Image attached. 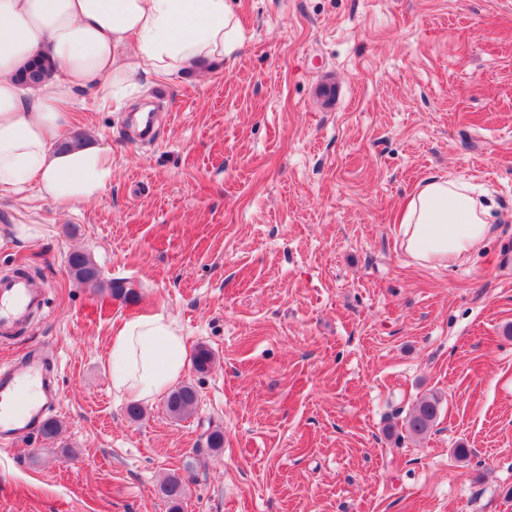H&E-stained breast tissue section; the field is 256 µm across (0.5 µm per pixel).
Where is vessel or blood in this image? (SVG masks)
Returning a JSON list of instances; mask_svg holds the SVG:
<instances>
[{
  "label": "vessel or blood",
  "instance_id": "b4317fda",
  "mask_svg": "<svg viewBox=\"0 0 512 512\" xmlns=\"http://www.w3.org/2000/svg\"><path fill=\"white\" fill-rule=\"evenodd\" d=\"M40 294L24 280L0 281V327L7 329L19 322ZM39 381L41 396L30 402L26 396L27 385ZM11 393L12 400L0 407V437L30 434L43 424L49 404L60 395V389L49 369L45 357L34 353L27 357L21 371L7 370L0 373V395Z\"/></svg>",
  "mask_w": 512,
  "mask_h": 512
}]
</instances>
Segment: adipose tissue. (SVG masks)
Listing matches in <instances>:
<instances>
[{
  "mask_svg": "<svg viewBox=\"0 0 512 512\" xmlns=\"http://www.w3.org/2000/svg\"><path fill=\"white\" fill-rule=\"evenodd\" d=\"M245 45L234 0H0V199L36 189L60 206L89 204L112 186V155L86 139L65 141L76 86L123 106L140 74L173 79L200 63L231 65ZM49 58L35 87L17 75ZM494 208L472 184L423 179L399 213L400 246L414 264L448 268L491 237ZM187 349L177 321L143 314L112 328L113 390L146 402L182 375Z\"/></svg>",
  "mask_w": 512,
  "mask_h": 512,
  "instance_id": "obj_1",
  "label": "adipose tissue"
}]
</instances>
